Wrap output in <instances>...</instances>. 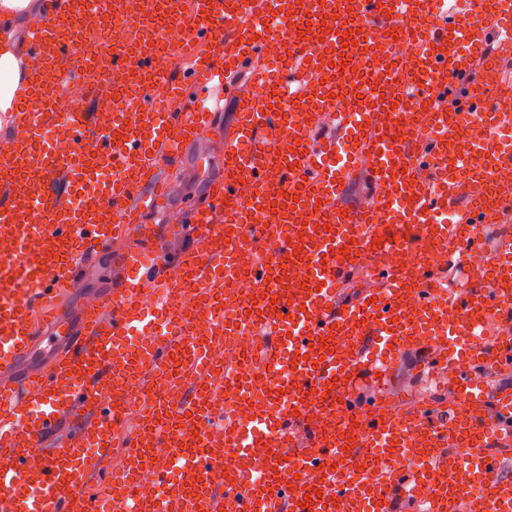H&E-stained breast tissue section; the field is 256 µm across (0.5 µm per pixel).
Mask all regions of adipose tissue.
Listing matches in <instances>:
<instances>
[{"instance_id": "ef3b65f1", "label": "adipose tissue", "mask_w": 512, "mask_h": 512, "mask_svg": "<svg viewBox=\"0 0 512 512\" xmlns=\"http://www.w3.org/2000/svg\"><path fill=\"white\" fill-rule=\"evenodd\" d=\"M37 0H0V124L16 110V91L31 69L30 59L17 46L15 21L37 18Z\"/></svg>"}]
</instances>
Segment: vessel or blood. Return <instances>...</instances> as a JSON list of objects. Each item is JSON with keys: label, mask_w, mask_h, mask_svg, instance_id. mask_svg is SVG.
<instances>
[{"label": "vessel or blood", "mask_w": 512, "mask_h": 512, "mask_svg": "<svg viewBox=\"0 0 512 512\" xmlns=\"http://www.w3.org/2000/svg\"><path fill=\"white\" fill-rule=\"evenodd\" d=\"M117 17L128 42L99 54L88 36ZM276 23L308 32L287 44ZM171 25L207 46L179 80L158 59ZM398 27L414 49L404 75L390 63ZM26 48L41 67L0 139V491L15 512H100L104 498L113 512H512V386L476 377L512 373V236L484 234L512 221L498 182L512 172V0H49ZM73 56L103 73L93 111L59 109ZM349 56L368 68L344 69ZM243 73L224 175L179 218L193 245L168 266L167 235L143 215L165 193L161 168L212 122L183 107L180 83L209 94ZM345 142L365 163H336ZM360 175L367 203L344 208ZM408 236L465 251L462 285L434 263L378 259ZM117 239L133 245L115 288L84 303L50 365L15 380L81 260ZM244 250L257 258L240 277ZM363 264L370 287L341 292ZM281 275L292 288H272ZM240 336L248 360L226 364ZM413 351L438 395L411 410L386 374ZM227 388L252 405L248 426ZM144 465L156 491L130 498Z\"/></svg>", "instance_id": "1"}]
</instances>
